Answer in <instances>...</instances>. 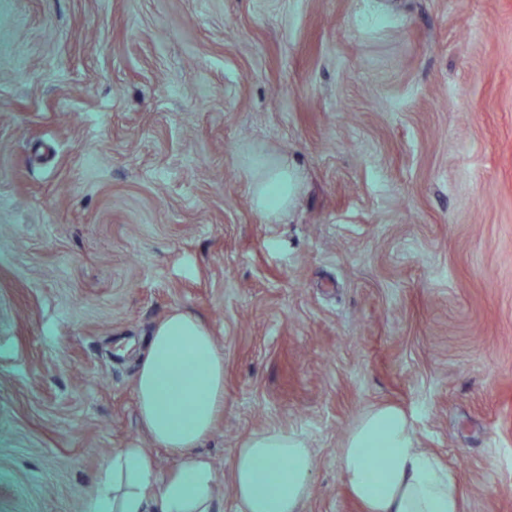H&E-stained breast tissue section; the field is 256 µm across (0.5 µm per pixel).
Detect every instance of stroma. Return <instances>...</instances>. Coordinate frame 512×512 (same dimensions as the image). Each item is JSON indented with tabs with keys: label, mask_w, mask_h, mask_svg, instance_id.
I'll return each instance as SVG.
<instances>
[{
	"label": "stroma",
	"mask_w": 512,
	"mask_h": 512,
	"mask_svg": "<svg viewBox=\"0 0 512 512\" xmlns=\"http://www.w3.org/2000/svg\"><path fill=\"white\" fill-rule=\"evenodd\" d=\"M175 309L224 352L222 512L269 428L302 512H362L338 452L384 404L512 512V0H0V512H84L117 448L175 469L134 392ZM249 178L254 184L256 211L265 219L274 217L288 202V160H278L273 164L277 176L266 178L262 162L247 160Z\"/></svg>",
	"instance_id": "obj_1"
}]
</instances>
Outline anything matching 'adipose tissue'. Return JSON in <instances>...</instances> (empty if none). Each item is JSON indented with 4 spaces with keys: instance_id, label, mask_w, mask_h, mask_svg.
Instances as JSON below:
<instances>
[{
    "instance_id": "obj_1",
    "label": "adipose tissue",
    "mask_w": 512,
    "mask_h": 512,
    "mask_svg": "<svg viewBox=\"0 0 512 512\" xmlns=\"http://www.w3.org/2000/svg\"><path fill=\"white\" fill-rule=\"evenodd\" d=\"M246 167L257 212L274 217L288 202L287 161L274 162L271 178L260 161ZM136 401L152 445L165 449L177 467L158 483L148 450L115 449L85 512H217L215 474L196 449L224 411V355L204 322L176 309L154 326L139 360ZM315 468L301 433H253L231 461L236 512H301ZM339 469L364 512H462L455 473L417 447L396 408L382 406L363 417L340 450Z\"/></svg>"
}]
</instances>
